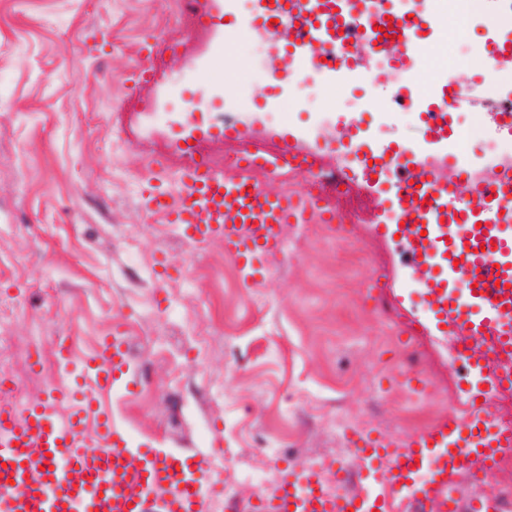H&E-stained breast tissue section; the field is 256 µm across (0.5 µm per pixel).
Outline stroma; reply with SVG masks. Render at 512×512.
Listing matches in <instances>:
<instances>
[{"label": "stroma", "instance_id": "1", "mask_svg": "<svg viewBox=\"0 0 512 512\" xmlns=\"http://www.w3.org/2000/svg\"><path fill=\"white\" fill-rule=\"evenodd\" d=\"M224 2L203 0L209 38L201 42L183 33L176 0H0V142L12 149L0 158V306L23 301L13 335L39 344L77 337L78 361L112 332L151 334L153 350L134 363L143 387L111 393L108 406L134 441L222 445L211 478L232 480L246 500L285 462L335 460L347 430L401 439L415 432L409 413L431 427L450 410L462 371L439 356L431 335L391 343L402 326L377 311V298H398L400 315L426 326L434 320L395 225L383 222L380 190L365 179L338 205L356 223L326 233L289 226L266 281L252 288L220 245L186 243L144 208L164 174L155 162L173 160L178 139L224 154L242 149L208 132L219 122L212 100L252 79L251 29ZM494 9L497 24L477 15L453 24L447 39L473 48L455 82L505 96L512 74L489 76L483 46L512 40V0ZM148 53L159 68L151 81L133 82ZM186 88L199 108L172 111ZM153 112L165 121L151 122ZM314 118H255L249 143L305 140ZM34 283L49 294H33ZM177 328L206 345L190 358L171 351ZM413 371L424 380L417 394L404 384Z\"/></svg>", "mask_w": 512, "mask_h": 512}]
</instances>
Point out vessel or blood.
Returning a JSON list of instances; mask_svg holds the SVG:
<instances>
[{
	"label": "vessel or blood",
	"instance_id": "b4317fda",
	"mask_svg": "<svg viewBox=\"0 0 512 512\" xmlns=\"http://www.w3.org/2000/svg\"><path fill=\"white\" fill-rule=\"evenodd\" d=\"M264 11L274 20L286 53L323 64L335 79L345 77L348 58L320 52L327 45L359 39L367 48L392 44L415 49L426 21L396 13L389 32L360 0H278ZM447 112L423 122L422 137L433 141L437 164L408 161L403 148L391 150L387 164L405 165L404 181L391 202L404 214L400 239L414 277L438 325L464 345L467 371L498 380V367L512 363V174L494 185L458 176L448 178ZM297 146L284 141L276 153L258 151L240 162L236 174L212 170L193 160L178 172V193L157 190L149 208L175 225L191 244L220 242L235 261L243 287L268 274L267 258L281 250L291 224L309 217L332 224V204L315 206L306 194L288 196L251 182L254 171L267 179L297 168ZM64 369L58 384L23 408L0 406V512H213L222 492L210 481L211 455L172 448L133 445L126 428L100 405L117 385L131 388L126 337H103L88 357L79 386ZM75 410L60 415L73 395ZM352 464L341 463L328 489L316 466L282 469L273 497L257 512H405L415 499L429 512H455L453 490L467 473L492 478L499 456L512 453V430L502 429L485 411L466 419L449 413L436 425L394 439L360 430L346 436Z\"/></svg>",
	"mask_w": 512,
	"mask_h": 512
}]
</instances>
